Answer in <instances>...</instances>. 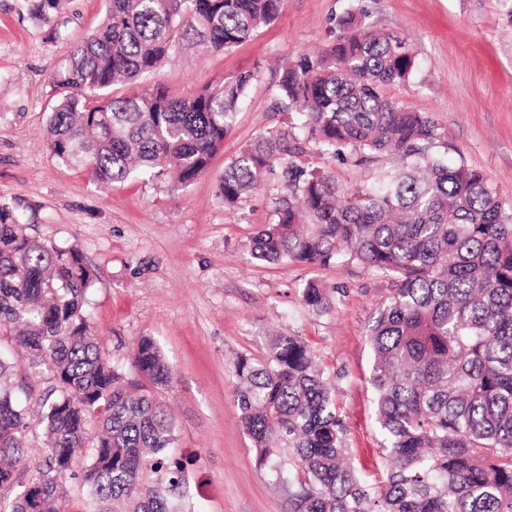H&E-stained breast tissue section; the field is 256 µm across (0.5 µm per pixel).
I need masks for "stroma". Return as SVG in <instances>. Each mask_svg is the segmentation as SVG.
I'll return each mask as SVG.
<instances>
[{"mask_svg":"<svg viewBox=\"0 0 512 512\" xmlns=\"http://www.w3.org/2000/svg\"><path fill=\"white\" fill-rule=\"evenodd\" d=\"M105 12V0H66L40 22L29 0H0V202L31 218L33 235L81 252L94 272L90 328L113 359L127 360L143 336L164 351L174 377L157 397L173 413L198 512H288L286 493L257 465L234 405L235 357H266L276 332L301 336L335 379L354 464L369 475L383 469L368 320L386 282L355 262L254 260L252 239L273 219L279 184L266 179L233 209L217 188L225 165L260 134L277 128L300 136L296 115L277 107V62L331 44L353 14L404 39L416 58L412 76L387 86L386 96L427 113L449 163L482 171L512 207V0H283L273 23L230 50L172 51L142 89L186 99L255 73L223 150L185 188L131 180L104 190L85 171L65 169L43 144L55 100L50 75ZM301 163L343 188L372 176L312 146ZM310 282L327 297L325 311L305 305Z\"/></svg>","mask_w":512,"mask_h":512,"instance_id":"1","label":"stroma"}]
</instances>
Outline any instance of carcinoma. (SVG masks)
Wrapping results in <instances>:
<instances>
[{
    "label": "carcinoma",
    "instance_id": "1",
    "mask_svg": "<svg viewBox=\"0 0 512 512\" xmlns=\"http://www.w3.org/2000/svg\"><path fill=\"white\" fill-rule=\"evenodd\" d=\"M64 3L32 0V14L47 20ZM281 4L107 0L103 24L51 73L49 152L99 186L191 185L223 148L255 72L187 99L111 89L155 73L177 45L229 50ZM340 25L320 54L281 65V109L298 115L303 140L270 130L245 145L217 198L234 208L277 175L283 194L252 240L255 260L348 258L389 284L369 320L386 465L370 484L347 460L336 384L298 336L274 337L263 359L237 357L240 422L288 512H512V209L482 172L448 163L430 116L385 96L415 70L406 42L353 14ZM303 142L372 167L371 182L343 191L333 175L300 167ZM28 229L0 203V334L24 351L27 373L14 384L15 363L0 356V512H68V477L89 512H193L173 416L154 392L173 376L161 348L143 336L132 371L112 360L88 323L93 271L76 247ZM303 300L326 309L312 282ZM33 378L50 386L36 395Z\"/></svg>",
    "mask_w": 512,
    "mask_h": 512
}]
</instances>
